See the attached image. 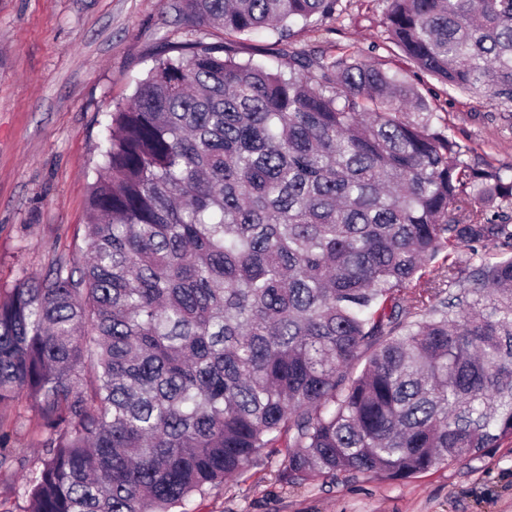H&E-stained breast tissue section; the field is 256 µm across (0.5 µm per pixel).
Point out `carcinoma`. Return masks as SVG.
Masks as SVG:
<instances>
[{
  "label": "carcinoma",
  "instance_id": "carcinoma-1",
  "mask_svg": "<svg viewBox=\"0 0 512 512\" xmlns=\"http://www.w3.org/2000/svg\"><path fill=\"white\" fill-rule=\"evenodd\" d=\"M110 113L80 268L0 290V405L41 455L7 512H173L265 448L400 480L512 438V165L403 72L284 42L341 0H173ZM388 42L512 119V0H387ZM279 34L277 67L238 58ZM496 249L493 260L479 249ZM21 415L17 419V415ZM0 416H6L10 425L11 438L7 448L18 449L28 458L33 459L41 451L40 432L37 425L38 418L35 410L30 406L25 397L15 402L10 407H1Z\"/></svg>",
  "mask_w": 512,
  "mask_h": 512
}]
</instances>
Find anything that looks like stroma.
<instances>
[{
  "instance_id": "1",
  "label": "stroma",
  "mask_w": 512,
  "mask_h": 512,
  "mask_svg": "<svg viewBox=\"0 0 512 512\" xmlns=\"http://www.w3.org/2000/svg\"><path fill=\"white\" fill-rule=\"evenodd\" d=\"M172 0H0V289L45 275L56 260L82 266L90 183L108 115L145 77L165 40H212L175 23ZM335 20H315L295 45L334 54L388 55L386 0H342ZM437 94L442 120L473 146L469 160L512 165V128L500 107L460 92ZM9 448L41 451L28 400L1 407ZM192 512H512V438L473 461L405 480L344 473L287 482L279 456L195 497Z\"/></svg>"
}]
</instances>
